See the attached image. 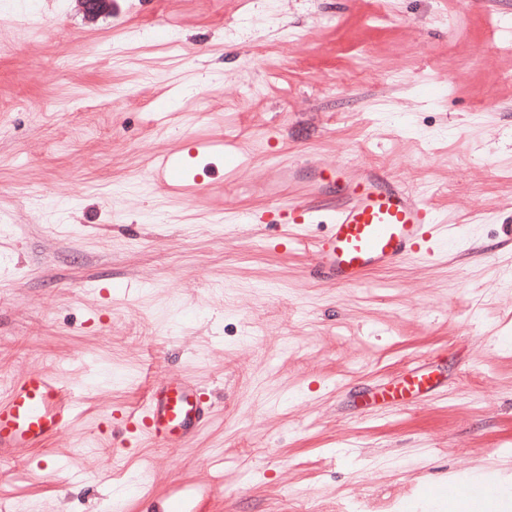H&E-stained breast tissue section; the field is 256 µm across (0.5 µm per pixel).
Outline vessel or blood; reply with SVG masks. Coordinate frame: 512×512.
Wrapping results in <instances>:
<instances>
[{"mask_svg": "<svg viewBox=\"0 0 512 512\" xmlns=\"http://www.w3.org/2000/svg\"><path fill=\"white\" fill-rule=\"evenodd\" d=\"M182 141L180 150L153 156L147 187L201 196L215 173L210 157H223L234 172L246 164L224 135L192 134ZM286 169L297 193L239 211L236 219L246 224L325 225V233L314 244L315 278L354 287L369 272L433 255L438 232L431 211L401 179L372 166L356 174L343 162L306 168L291 161ZM436 384L427 365L417 363L373 400L404 403L411 395L428 394ZM79 408L75 394L56 378L36 372L18 377L0 399V460L9 461L21 448L46 447L69 428ZM210 412V400L201 387L171 376L152 384L144 403L124 411L123 421L128 432L172 447L191 440Z\"/></svg>", "mask_w": 512, "mask_h": 512, "instance_id": "1", "label": "vessel or blood"}]
</instances>
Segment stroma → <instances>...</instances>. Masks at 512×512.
I'll return each instance as SVG.
<instances>
[{
    "mask_svg": "<svg viewBox=\"0 0 512 512\" xmlns=\"http://www.w3.org/2000/svg\"><path fill=\"white\" fill-rule=\"evenodd\" d=\"M236 139L240 192L144 186L183 133ZM399 177L451 247L345 288L278 224L219 217L272 165ZM425 360L424 402L354 391ZM81 400L0 461V512H450L449 477L512 486V0H0V377ZM172 374L213 411L167 448L111 415ZM124 466L109 467L112 457Z\"/></svg>",
    "mask_w": 512,
    "mask_h": 512,
    "instance_id": "stroma-1",
    "label": "stroma"
}]
</instances>
